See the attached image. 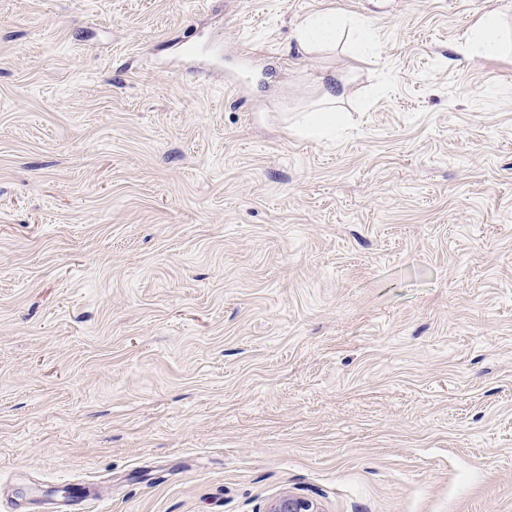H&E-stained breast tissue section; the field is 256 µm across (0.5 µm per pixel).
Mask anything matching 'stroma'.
<instances>
[{
	"instance_id": "stroma-1",
	"label": "stroma",
	"mask_w": 512,
	"mask_h": 512,
	"mask_svg": "<svg viewBox=\"0 0 512 512\" xmlns=\"http://www.w3.org/2000/svg\"><path fill=\"white\" fill-rule=\"evenodd\" d=\"M369 19L310 57L296 25ZM512 0H0V512H512ZM342 132L305 137L330 76ZM345 29L354 31L351 49L355 56L363 58L372 52L376 40L373 27L365 21L348 17L336 8L310 15L297 25L296 50L302 56L315 54L336 44V39ZM512 50V31L505 30L498 10L483 13L466 34L465 52L482 58H496ZM266 512H321V510L316 502L285 490L271 500Z\"/></svg>"
}]
</instances>
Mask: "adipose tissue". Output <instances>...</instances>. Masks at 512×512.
Here are the masks:
<instances>
[{
  "instance_id": "obj_1",
  "label": "adipose tissue",
  "mask_w": 512,
  "mask_h": 512,
  "mask_svg": "<svg viewBox=\"0 0 512 512\" xmlns=\"http://www.w3.org/2000/svg\"><path fill=\"white\" fill-rule=\"evenodd\" d=\"M348 29L353 32V54L360 58L370 54L376 40L373 27L335 8L310 15L297 25V51L304 56L315 54L334 45L338 36ZM511 47L512 31L505 29L502 15L496 10L483 13L466 34L465 51L470 55L495 58ZM346 94L345 82L342 78H334L324 90L320 107L305 116L302 134L316 136L335 132L342 118L338 105Z\"/></svg>"
}]
</instances>
